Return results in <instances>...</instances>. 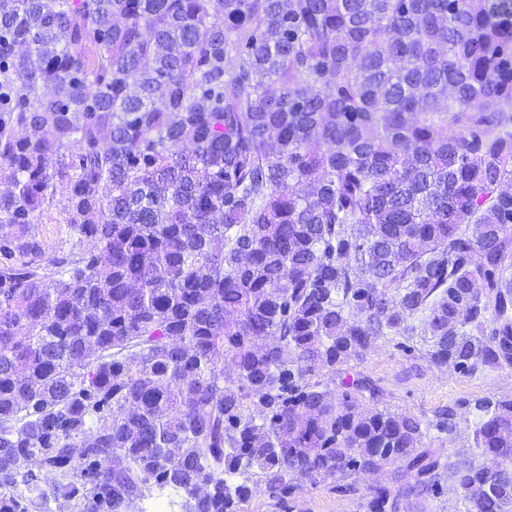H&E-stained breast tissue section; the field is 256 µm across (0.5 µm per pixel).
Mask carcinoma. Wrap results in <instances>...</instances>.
Instances as JSON below:
<instances>
[{"mask_svg":"<svg viewBox=\"0 0 512 512\" xmlns=\"http://www.w3.org/2000/svg\"><path fill=\"white\" fill-rule=\"evenodd\" d=\"M0 183V512L396 463L369 512L448 468L512 512V399L453 460L336 378L387 336L512 369V0H0ZM37 228L44 242L46 256H53L66 236V224H63L59 212L55 209L45 211L37 221Z\"/></svg>","mask_w":512,"mask_h":512,"instance_id":"obj_1","label":"carcinoma"}]
</instances>
